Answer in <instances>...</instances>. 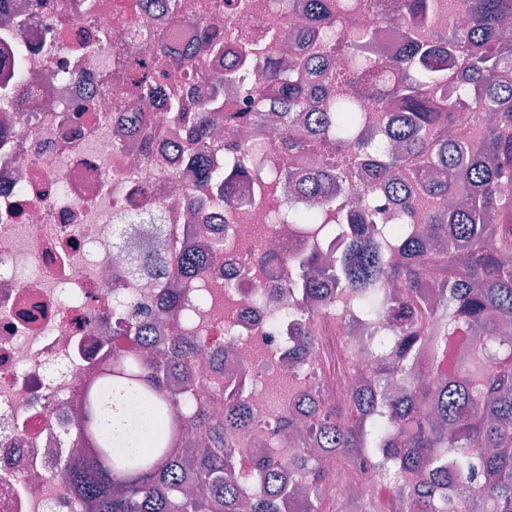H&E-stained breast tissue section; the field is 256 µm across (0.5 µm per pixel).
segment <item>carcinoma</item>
<instances>
[{
	"mask_svg": "<svg viewBox=\"0 0 512 512\" xmlns=\"http://www.w3.org/2000/svg\"><path fill=\"white\" fill-rule=\"evenodd\" d=\"M224 2L225 35H204L191 54L214 94L167 98L173 123L208 147L211 114L221 110L226 84L251 104L248 112H224L226 123H260L265 112L277 111L292 163L269 169L267 177L288 175L319 208L280 213L273 223L299 222L314 238L338 243L334 262H321L316 249L288 257V315L306 319L309 297L334 288L385 327L368 343L371 375L354 388L349 409L326 413L307 399L281 425L307 428L338 462L388 479L403 512H512V0H467L464 20L445 29L438 0H394L414 30L405 52L390 62L365 54L349 59L336 44V21H349L369 0H308L309 54L252 68L250 61L274 53L271 32L266 44L211 73L209 66L226 56L242 8L238 0ZM163 4L178 19L205 7L199 0ZM159 93L155 83H136L131 99ZM366 101L385 112L393 104L401 109L398 147L377 149L374 164L365 162L370 148L359 134ZM310 112L317 140L336 145L322 171L306 164L310 144L297 132ZM224 151L192 170L210 187V211L224 208L233 192L225 168L246 172L264 163L268 145L230 143ZM366 172L374 186H390L395 223H387L376 196L364 199L361 222L337 193ZM417 217L435 249L408 228ZM168 244L162 257L145 256L129 273L159 268L170 280L200 277L206 252H221L226 239L218 233L187 253L173 231ZM179 308V294L164 289L159 314L171 317ZM139 310L128 299L114 309L113 333L130 347L105 366L101 382L139 398L161 427L143 433L150 449L140 452L113 447L110 429L90 417L82 425L90 450L60 465L63 497L83 499L88 512H239L251 478L229 442L254 425V411L243 399L230 400L216 417L192 392L205 339L172 336L140 354ZM294 340L300 362L315 348L316 333L304 325ZM287 467L308 481L287 490L280 481ZM256 469L262 483L249 498L250 512H279L285 496L301 498L298 512H342L322 496L328 473L315 456L269 457Z\"/></svg>",
	"mask_w": 512,
	"mask_h": 512,
	"instance_id": "cac0c4a2",
	"label": "carcinoma"
}]
</instances>
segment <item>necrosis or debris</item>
<instances>
[{
	"instance_id": "obj_1",
	"label": "necrosis or debris",
	"mask_w": 512,
	"mask_h": 512,
	"mask_svg": "<svg viewBox=\"0 0 512 512\" xmlns=\"http://www.w3.org/2000/svg\"><path fill=\"white\" fill-rule=\"evenodd\" d=\"M8 0L9 21H0V512H87L86 505L61 496L63 459L86 452L77 423L86 412V394L101 366L124 350L112 332V282L123 275L136 297L155 303L166 282L127 276L142 250H163L165 235L141 224L116 225L117 216L157 213L178 230L189 249L203 247L212 234L226 232L230 254L204 276L175 281L183 297L177 319L158 318L151 335L206 338L216 358L193 384L198 398L223 411L233 397L255 406L259 418L234 440L238 463L253 469L279 451L271 429L293 396L316 394L322 402L348 399L357 368L365 364L364 341L375 322L349 311L326 313V296L310 297L318 314V345L296 377L286 370L293 348L294 321L288 318L287 256L312 247L294 224L272 225L283 208H308L293 183L265 181L253 168L237 182L224 212L192 220L207 194L202 185H174L169 173L192 159V149L173 151L186 133L169 120L162 100L140 102L142 122L123 131L113 101L127 100L128 87L154 79L155 44L118 40L119 32L150 29L163 37L176 65L164 93L194 87L208 97L211 86L184 55L203 29L223 31L224 16L199 12L187 25L148 0ZM305 0H246L235 19L240 39L259 43L279 33L276 56L308 52ZM358 24L373 31L375 55L398 57L404 48L407 17L381 22L363 10ZM123 51L126 77L110 81L108 98L98 89ZM216 151L224 142L271 139L270 156L284 162L283 132L276 122L264 129H228L213 114ZM260 204H252L256 186ZM233 335H226V326ZM358 466L338 471L330 498L345 503L355 484L397 512L392 485L378 475L361 480Z\"/></svg>"
}]
</instances>
